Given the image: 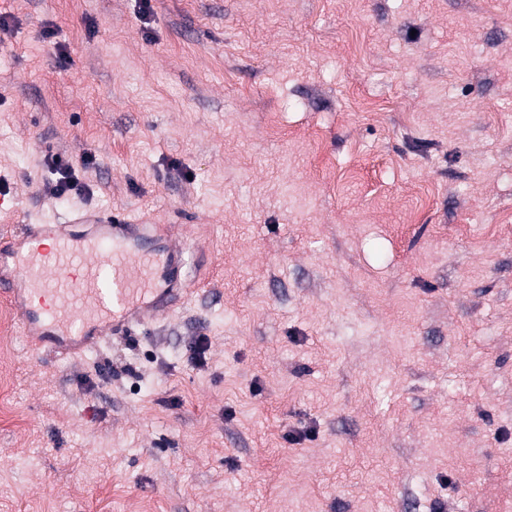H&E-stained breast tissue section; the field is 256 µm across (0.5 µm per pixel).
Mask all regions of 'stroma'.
<instances>
[{"mask_svg": "<svg viewBox=\"0 0 512 512\" xmlns=\"http://www.w3.org/2000/svg\"><path fill=\"white\" fill-rule=\"evenodd\" d=\"M0 16V234L122 211L187 287L76 361L11 326L0 512H512V0ZM48 166L54 176L53 191L60 195L70 191H82L83 186L79 185L75 169L70 162L61 155H51Z\"/></svg>", "mask_w": 512, "mask_h": 512, "instance_id": "1", "label": "stroma"}]
</instances>
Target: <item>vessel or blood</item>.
Here are the masks:
<instances>
[{
  "instance_id": "vessel-or-blood-1",
  "label": "vessel or blood",
  "mask_w": 512,
  "mask_h": 512,
  "mask_svg": "<svg viewBox=\"0 0 512 512\" xmlns=\"http://www.w3.org/2000/svg\"><path fill=\"white\" fill-rule=\"evenodd\" d=\"M73 222L83 232L54 234L49 250L39 246L46 225H26L20 235L31 249L0 251V295L18 308L30 350L78 359L105 336L171 311L179 255L144 262L151 227L119 211L81 212Z\"/></svg>"
}]
</instances>
